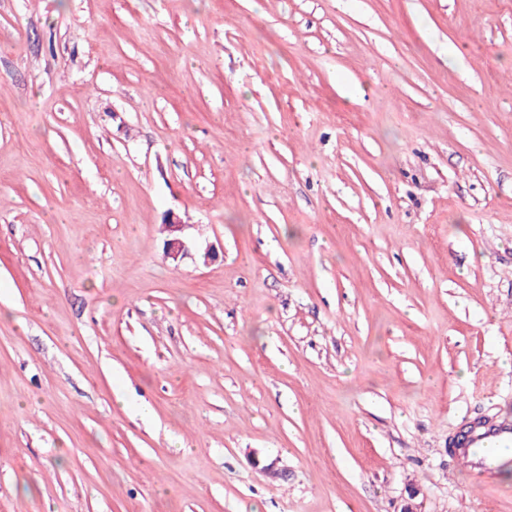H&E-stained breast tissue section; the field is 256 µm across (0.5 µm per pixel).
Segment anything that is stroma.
I'll return each mask as SVG.
<instances>
[{
  "instance_id": "1",
  "label": "stroma",
  "mask_w": 512,
  "mask_h": 512,
  "mask_svg": "<svg viewBox=\"0 0 512 512\" xmlns=\"http://www.w3.org/2000/svg\"><path fill=\"white\" fill-rule=\"evenodd\" d=\"M505 413L512 0H0V512H512ZM166 222L169 224L171 236L165 243V255L173 260L183 258L190 249V241L184 235L188 224H184L182 219L173 212L167 214ZM460 427L464 439L453 455L463 466L489 475L512 463V457L498 455L489 459L479 451L480 448H509L512 445V419L473 418Z\"/></svg>"
}]
</instances>
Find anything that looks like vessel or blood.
<instances>
[{
  "label": "vessel or blood",
  "instance_id": "vessel-or-blood-1",
  "mask_svg": "<svg viewBox=\"0 0 512 512\" xmlns=\"http://www.w3.org/2000/svg\"><path fill=\"white\" fill-rule=\"evenodd\" d=\"M462 430L464 439L454 455L463 466L489 475L512 464V459L502 456L489 458L483 454L487 448L512 446V419L474 418L465 421Z\"/></svg>",
  "mask_w": 512,
  "mask_h": 512
}]
</instances>
